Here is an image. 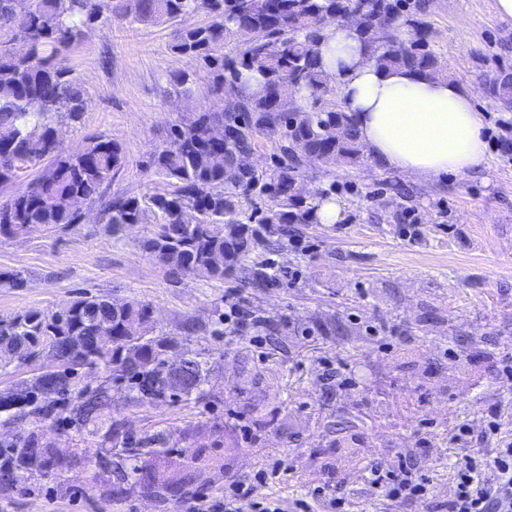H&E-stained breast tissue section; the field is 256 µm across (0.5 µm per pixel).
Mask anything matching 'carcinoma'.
Listing matches in <instances>:
<instances>
[{
	"instance_id": "obj_1",
	"label": "carcinoma",
	"mask_w": 512,
	"mask_h": 512,
	"mask_svg": "<svg viewBox=\"0 0 512 512\" xmlns=\"http://www.w3.org/2000/svg\"><path fill=\"white\" fill-rule=\"evenodd\" d=\"M426 0H212L208 19L192 23L196 0H31L20 16L14 0H0V187L30 169L25 187L0 201V234L13 236L32 226H71L84 216L68 207L78 197L98 202L124 165L119 143L103 135L79 149L63 148L60 129L82 122L85 92L65 63L75 44L112 22L176 24L171 50L194 59L204 80L185 71L168 75L169 93L205 100L198 112L171 124L148 166L171 180L173 190L148 197L117 194L103 207L105 228L116 232L143 223L147 213L163 223L143 241L144 251L171 274L191 272L222 280L235 276L249 288H272L280 278L272 264L248 262L274 236L283 242L290 225L317 220L319 203L294 192L304 164L356 165L364 157L353 116L336 98L324 71L321 48L326 23L348 12L360 14L357 33L365 55L379 69L407 68L426 77L448 71L429 44ZM235 44L234 55L224 46ZM486 93L512 112V74L486 81ZM308 92L309 105L288 111V99ZM262 138L280 143L284 159L267 177L245 163ZM261 187L274 206L255 223L241 218L242 194ZM238 330L279 327L255 310ZM114 330L112 346L96 343L98 319ZM21 345L36 354L53 346L70 373L44 370L0 396L3 420L28 419L36 428L0 437V488L13 485L51 461L52 442L40 428L59 421L75 429L85 447L71 461L88 460L117 476L139 475V462L168 447L170 434L139 438L112 419L108 384L76 388L80 369L111 372L141 403L174 402L200 391L202 355L169 338L151 307L128 301L119 309L100 296L75 301L67 311H27L0 318V349ZM96 447L98 452L90 449ZM45 448L43 455L30 452ZM148 494L163 497L177 483L153 469L145 474Z\"/></svg>"
}]
</instances>
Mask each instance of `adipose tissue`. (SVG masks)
I'll use <instances>...</instances> for the list:
<instances>
[{
  "label": "adipose tissue",
  "instance_id": "1",
  "mask_svg": "<svg viewBox=\"0 0 512 512\" xmlns=\"http://www.w3.org/2000/svg\"><path fill=\"white\" fill-rule=\"evenodd\" d=\"M322 53L366 152L387 168L443 181L486 165L485 124L469 89L407 69H377L347 24L328 27Z\"/></svg>",
  "mask_w": 512,
  "mask_h": 512
}]
</instances>
